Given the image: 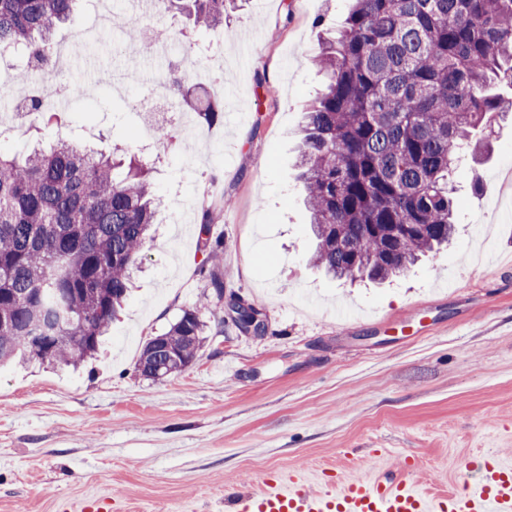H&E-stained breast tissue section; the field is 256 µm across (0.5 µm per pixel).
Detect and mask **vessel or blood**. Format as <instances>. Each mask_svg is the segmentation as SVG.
I'll return each instance as SVG.
<instances>
[{
	"label": "vessel or blood",
	"instance_id": "1",
	"mask_svg": "<svg viewBox=\"0 0 512 512\" xmlns=\"http://www.w3.org/2000/svg\"><path fill=\"white\" fill-rule=\"evenodd\" d=\"M466 470L463 487L449 494L422 492L406 477L272 475L232 498L229 512H512L511 457L483 456Z\"/></svg>",
	"mask_w": 512,
	"mask_h": 512
}]
</instances>
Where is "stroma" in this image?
Returning <instances> with one entry per match:
<instances>
[{"instance_id": "obj_1", "label": "stroma", "mask_w": 512, "mask_h": 512, "mask_svg": "<svg viewBox=\"0 0 512 512\" xmlns=\"http://www.w3.org/2000/svg\"><path fill=\"white\" fill-rule=\"evenodd\" d=\"M81 5L54 33L66 84L87 89L46 128L13 122L0 98V154L36 138L109 154L136 146L142 123H162L159 80L171 62L199 96L221 77L216 120L190 112L184 134L154 147L156 196L166 208L143 249L133 288L99 352L79 367L0 369V512H225L270 472L306 467L342 476L406 472L430 491L462 485L468 460L512 455V113L488 152L466 151L456 183V233L408 273L384 284L326 276L295 160L301 117L322 87L313 61L323 29L351 0H241L213 33L171 35L165 52L131 56L120 24ZM260 47L235 53L242 29ZM155 100L153 110L140 108ZM482 177L474 190L470 171ZM223 242L224 294L261 313L239 329L211 292L198 249L202 211ZM198 310L206 341L181 373L141 377L137 360L184 311ZM428 329L415 334L420 321Z\"/></svg>"}]
</instances>
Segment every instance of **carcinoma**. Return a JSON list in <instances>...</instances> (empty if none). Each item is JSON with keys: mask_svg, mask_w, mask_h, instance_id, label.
<instances>
[{"mask_svg": "<svg viewBox=\"0 0 512 512\" xmlns=\"http://www.w3.org/2000/svg\"><path fill=\"white\" fill-rule=\"evenodd\" d=\"M76 2L0 0V46L48 63ZM226 2L161 0L165 14L208 31L224 25ZM125 29L138 42L126 50H153L140 24ZM316 63L327 85L305 112L300 161L313 260L335 278L385 281L455 231L457 153L505 112L493 87L512 85V0H354ZM12 93L49 126L46 98ZM151 170L139 155L124 171L62 139L21 158L0 154V364L70 367L98 351L158 223ZM213 221L202 214L200 250L221 304ZM202 331L197 312H184L145 345L140 375L187 368Z\"/></svg>", "mask_w": 512, "mask_h": 512, "instance_id": "cac0c4a2", "label": "carcinoma"}]
</instances>
